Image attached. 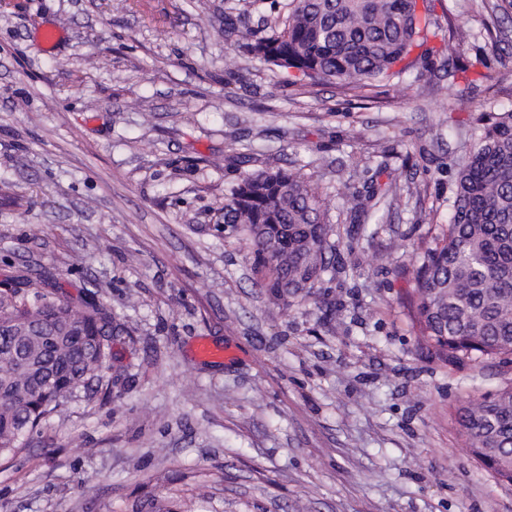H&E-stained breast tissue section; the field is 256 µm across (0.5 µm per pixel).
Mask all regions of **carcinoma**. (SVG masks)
Listing matches in <instances>:
<instances>
[{
	"mask_svg": "<svg viewBox=\"0 0 512 512\" xmlns=\"http://www.w3.org/2000/svg\"><path fill=\"white\" fill-rule=\"evenodd\" d=\"M283 27L260 36L228 24L262 63L345 89L399 77L414 65L426 25L417 0H288ZM458 164L450 223L406 253L423 345L442 359L512 357V110L474 120ZM224 231L249 242L255 285L276 301L322 307L326 278L347 274L329 242L334 227L318 187L298 171L244 170L224 196ZM48 275L28 269L0 289V460L20 454L43 421L92 386L104 388L112 337L124 329L94 301H55ZM473 457L512 484V386L458 410Z\"/></svg>",
	"mask_w": 512,
	"mask_h": 512,
	"instance_id": "cac0c4a2",
	"label": "carcinoma"
}]
</instances>
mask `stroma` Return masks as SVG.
Wrapping results in <instances>:
<instances>
[{
  "label": "stroma",
  "instance_id": "1",
  "mask_svg": "<svg viewBox=\"0 0 512 512\" xmlns=\"http://www.w3.org/2000/svg\"><path fill=\"white\" fill-rule=\"evenodd\" d=\"M8 2L0 282L49 271L54 297L95 292L125 333L110 398L69 404L0 461V512H512L456 422L512 363L419 343L403 249L447 224L471 119L512 108V0H426L430 54L361 90L227 43V17L265 35L286 0ZM248 148L253 169L326 193L353 267L323 284L331 312L272 300L246 239L225 236ZM201 339L225 356L198 357Z\"/></svg>",
  "mask_w": 512,
  "mask_h": 512
}]
</instances>
